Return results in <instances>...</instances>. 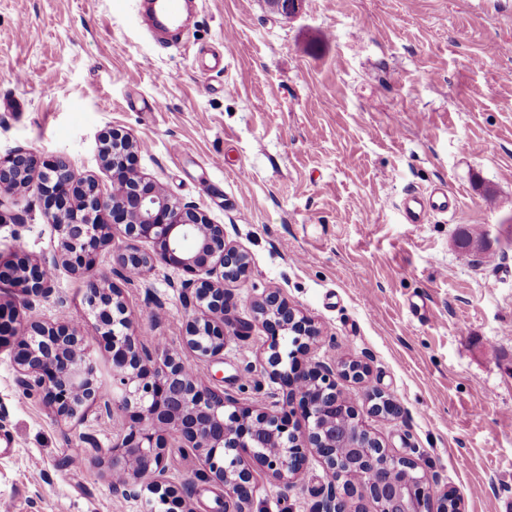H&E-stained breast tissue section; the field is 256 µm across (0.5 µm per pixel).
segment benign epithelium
Wrapping results in <instances>:
<instances>
[{"instance_id":"obj_1","label":"benign epithelium","mask_w":512,"mask_h":512,"mask_svg":"<svg viewBox=\"0 0 512 512\" xmlns=\"http://www.w3.org/2000/svg\"><path fill=\"white\" fill-rule=\"evenodd\" d=\"M299 2L267 0L272 11L285 17L298 12ZM133 148V140L118 131L102 136L108 189L93 177H75L62 158L39 173L28 151L0 158V207L1 195L30 192L58 235L50 260L30 264L0 258V279L10 281L25 297L23 307L32 310L37 299L51 292L53 271L62 266L80 273L109 244L113 226L122 224L129 243L115 254V262L125 282L134 281L130 271L140 276L158 264L198 275L183 284L196 307L184 342L200 361L211 362L224 353L228 338L224 283L247 277L249 254L228 242L224 225L208 223L198 208L178 204L160 184L140 175L129 178L127 157ZM143 242L151 243L152 250L143 249ZM85 300L111 345L112 397L102 396L97 366L85 353L87 337L68 321L27 320L19 330V312L0 304V343L17 337L18 386L38 395L58 418L81 419L92 407L132 413V421L115 427V442L103 462L112 493L137 498L148 489L164 506L181 503L178 490L165 484L168 439L174 437L199 462L197 475L224 493V509L218 512H245L257 492L251 465L298 485L313 459L329 478L315 512H346L345 496L366 502L367 512H460L459 499L437 490L420 458L393 454L336 389V374L360 381L366 366L296 359L297 352L317 343L321 331L279 291L268 290L253 300L255 320L271 335L262 368L277 385L264 409L214 386L209 371L190 367L167 344L139 336L123 292L114 284L91 285ZM388 401L381 391L369 395L368 412L398 413ZM380 455L396 467L398 476L391 481L376 477ZM354 467L362 468V479L342 485L343 496H338L336 481Z\"/></svg>"}]
</instances>
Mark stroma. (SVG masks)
I'll return each mask as SVG.
<instances>
[{
	"label": "stroma",
	"mask_w": 512,
	"mask_h": 512,
	"mask_svg": "<svg viewBox=\"0 0 512 512\" xmlns=\"http://www.w3.org/2000/svg\"><path fill=\"white\" fill-rule=\"evenodd\" d=\"M509 42L512 0H302L291 17L265 0H198L170 47L131 0H0V158L63 157L106 184L102 135L131 136L138 170L250 256L247 278L224 285L233 333L208 365L216 386L248 384L247 402L262 404L267 334L252 302L279 290L323 332L309 358L367 366L362 382L336 379L354 406L375 390L396 401L399 415L366 416L372 434L421 456L462 512H498L512 500V56L495 48ZM225 48L224 69H198ZM441 184L454 208L406 223L405 193ZM473 228L490 242L475 262L457 245ZM56 247L38 202L6 198L0 254L40 261ZM111 274L105 252L81 274L58 268L36 310L87 336L106 391L110 353L84 296ZM190 277L159 264L126 286L146 340L181 347ZM16 378L2 347L0 502L157 512L151 493L114 496L102 468L122 414L57 419ZM165 464L194 512H210L196 460L172 448ZM254 477L246 512H313L328 482L316 461L297 488Z\"/></svg>",
	"instance_id": "obj_1"
}]
</instances>
